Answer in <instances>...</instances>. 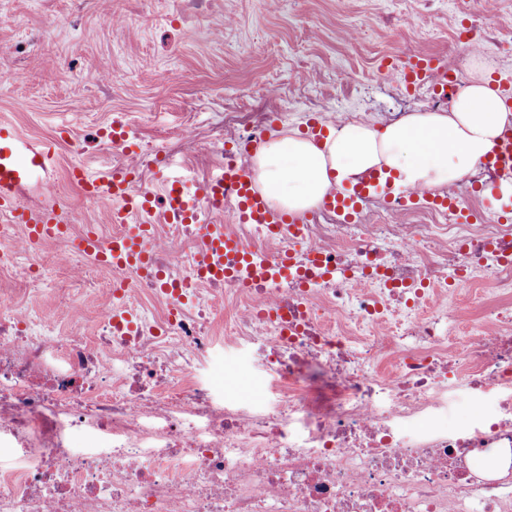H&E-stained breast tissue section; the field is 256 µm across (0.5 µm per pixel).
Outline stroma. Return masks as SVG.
Returning <instances> with one entry per match:
<instances>
[{"label": "stroma", "mask_w": 512, "mask_h": 512, "mask_svg": "<svg viewBox=\"0 0 512 512\" xmlns=\"http://www.w3.org/2000/svg\"><path fill=\"white\" fill-rule=\"evenodd\" d=\"M486 21L512 24V0H0V119L25 138L57 146L54 182L74 214L70 238L92 226L115 227L106 207L85 198L66 178L76 163L91 169L136 165L133 191H155L163 211L160 155L180 162L184 174L215 172L204 149L226 109L249 111L277 88L278 105L267 131H307L333 112L353 111L341 92L345 78L360 82L362 111L408 114L424 110L428 87L387 83L377 74L403 50L441 58H482L494 81L512 76V53L495 45L469 49L458 35L472 10ZM127 122L135 150H113L105 132ZM193 128L196 144L182 138ZM38 291H31L18 255L0 268V290L27 308L40 325L64 330L75 323L96 338L100 311L112 299L111 271L86 263L71 272L56 244L43 248ZM202 373L218 392L266 395V373L247 348L216 345Z\"/></svg>", "instance_id": "1"}]
</instances>
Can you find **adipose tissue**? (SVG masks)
<instances>
[{"label": "adipose tissue", "mask_w": 512, "mask_h": 512, "mask_svg": "<svg viewBox=\"0 0 512 512\" xmlns=\"http://www.w3.org/2000/svg\"><path fill=\"white\" fill-rule=\"evenodd\" d=\"M510 124L512 109L477 62L449 110H418L381 128L332 127L320 141L296 129L272 132L253 157L252 177L264 198L291 217L374 168L395 173L403 188L435 191L462 182L481 166Z\"/></svg>", "instance_id": "1"}]
</instances>
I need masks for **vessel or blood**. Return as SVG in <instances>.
I'll use <instances>...</instances> for the list:
<instances>
[{"label": "vessel or blood", "instance_id": "b4317fda", "mask_svg": "<svg viewBox=\"0 0 512 512\" xmlns=\"http://www.w3.org/2000/svg\"><path fill=\"white\" fill-rule=\"evenodd\" d=\"M403 74L406 81L430 84L438 96L448 95V69L434 56L405 51ZM56 159L53 143H33L20 137L9 123L0 121V214L10 215L15 223L24 225L28 239L34 243L53 240L61 236L72 221L71 211L52 190L51 172ZM487 166L499 173L500 181L512 180V130L503 132L484 159ZM41 179L42 194L37 202H30L24 194L27 183ZM68 180L78 186L85 198L115 200L111 211L115 224L128 223L132 212L151 208L152 194L149 191L133 193L131 173L119 166H109L90 171L86 166L75 165L67 172ZM165 193L172 200L162 221L166 224L200 223L203 211L220 212L225 204H232L234 221L238 224L263 225L270 236H278L294 224L292 217L272 209L256 189L249 173L236 161L229 160L218 173L192 182L168 179L164 182ZM375 196L389 199L400 198L406 206L418 205L416 194H405L392 178L379 172H368L363 181L344 184L327 196L325 209L333 211L341 223L355 222L365 201ZM147 226H138L136 231L113 235L108 247H101L94 233L84 234L78 248L101 261L113 272L136 267L147 269L150 254L146 239ZM206 247L220 257L219 262L207 268V275L223 278L231 267H246L250 279L255 283H266L279 275L295 273L305 277L336 279L339 275L335 265L322 255H312L304 269H296L290 257H283L279 265H270L258 258L254 248L239 237L227 233L223 225L212 224L207 228Z\"/></svg>", "mask_w": 512, "mask_h": 512}]
</instances>
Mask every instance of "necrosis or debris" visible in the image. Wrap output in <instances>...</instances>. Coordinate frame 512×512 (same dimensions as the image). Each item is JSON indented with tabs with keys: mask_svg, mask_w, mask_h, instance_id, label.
<instances>
[{
	"mask_svg": "<svg viewBox=\"0 0 512 512\" xmlns=\"http://www.w3.org/2000/svg\"><path fill=\"white\" fill-rule=\"evenodd\" d=\"M415 216L303 225L341 272L307 288L173 297L132 271L95 341L1 296L0 512H512V226ZM485 278L496 303L449 329V289ZM216 298L237 306L221 340L263 358V407L200 376ZM461 391L480 421L408 432Z\"/></svg>",
	"mask_w": 512,
	"mask_h": 512,
	"instance_id": "1",
	"label": "necrosis or debris"
}]
</instances>
